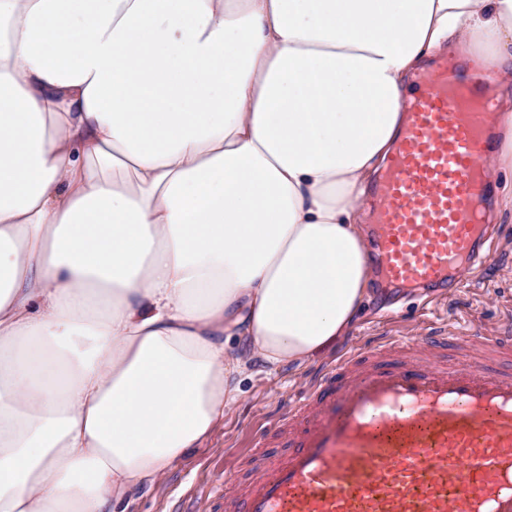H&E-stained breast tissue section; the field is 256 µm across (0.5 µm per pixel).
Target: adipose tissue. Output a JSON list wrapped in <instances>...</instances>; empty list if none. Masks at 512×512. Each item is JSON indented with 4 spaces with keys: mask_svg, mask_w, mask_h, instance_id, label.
Segmentation results:
<instances>
[{
    "mask_svg": "<svg viewBox=\"0 0 512 512\" xmlns=\"http://www.w3.org/2000/svg\"><path fill=\"white\" fill-rule=\"evenodd\" d=\"M504 89L512 0H0V512H112L252 359L346 336L407 82Z\"/></svg>",
    "mask_w": 512,
    "mask_h": 512,
    "instance_id": "1",
    "label": "adipose tissue"
}]
</instances>
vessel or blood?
Segmentation results:
<instances>
[{
    "label": "vessel or blood",
    "mask_w": 512,
    "mask_h": 512,
    "mask_svg": "<svg viewBox=\"0 0 512 512\" xmlns=\"http://www.w3.org/2000/svg\"><path fill=\"white\" fill-rule=\"evenodd\" d=\"M493 105L488 78L444 60L404 99L369 251L385 283L443 288L462 261L489 260L480 159ZM472 347L449 369V351ZM252 457L224 512H512V324L369 341L260 431Z\"/></svg>",
    "instance_id": "b4317fda"
}]
</instances>
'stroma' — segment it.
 <instances>
[{
  "instance_id": "1",
  "label": "stroma",
  "mask_w": 512,
  "mask_h": 512,
  "mask_svg": "<svg viewBox=\"0 0 512 512\" xmlns=\"http://www.w3.org/2000/svg\"><path fill=\"white\" fill-rule=\"evenodd\" d=\"M491 239L492 261L466 272L455 287L413 292L372 282L347 336L301 366L246 378L241 397L225 409L209 439L189 449L162 478L140 487L126 512H223L224 475L243 468L254 432L273 424L330 362L374 337L390 332L415 340L429 324L460 331L511 321L505 302L512 299V210L494 212Z\"/></svg>"
}]
</instances>
